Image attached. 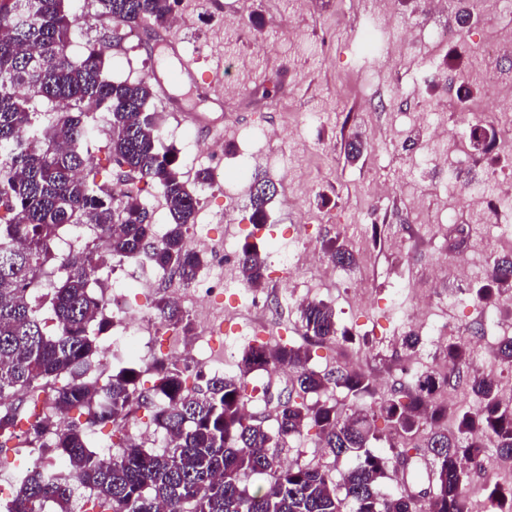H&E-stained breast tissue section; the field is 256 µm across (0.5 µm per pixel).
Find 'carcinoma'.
<instances>
[{"mask_svg": "<svg viewBox=\"0 0 512 512\" xmlns=\"http://www.w3.org/2000/svg\"><path fill=\"white\" fill-rule=\"evenodd\" d=\"M67 2L0 0V454L21 440L43 458L35 469L27 457L14 459L16 481L0 492V507L46 512L54 503L73 512V497L84 489L93 512H469L470 474L486 459V448L512 456V404L502 401L497 382L467 376L477 406L454 412L450 432L448 406L438 399L445 376L422 371L379 395L367 372L347 364L319 371L311 364L310 347L353 342L323 301L301 306L306 343L257 338L243 349L233 375L195 373L174 357L89 377L112 326L103 294L91 288L101 255L120 262L144 256L186 285L198 279L206 257L188 240L199 199L175 154L162 149L149 108L151 78H110L98 43L77 60L63 53L99 17L124 28L148 20L163 29L174 0H87L91 10L81 15L69 12ZM30 16L36 24L26 23ZM497 137L482 125L468 140L485 153ZM102 149L113 166L132 173L125 186L99 184L90 174V157ZM148 188L169 209L158 238ZM275 194L274 183L252 177V223H266ZM65 233L77 245L60 258L54 246ZM323 249L341 267L356 263L344 242L330 240ZM238 265L247 283L263 279L265 258L256 248H244ZM510 290L512 254L496 255L475 300L489 306ZM156 310L164 323L190 332L175 304L162 299ZM444 354L452 366L473 359L460 337L448 340ZM281 366L293 372L294 383L285 394L269 395L276 413L268 427L248 408L249 379ZM142 369L157 376L147 392L138 387ZM330 390L343 400L322 398ZM140 408L152 414L160 449L127 434L112 444L117 452L110 459L93 449L96 427L127 423ZM74 409L85 422L62 425ZM380 420L398 437L390 457L371 450L383 439ZM311 430L334 461L354 453L356 464L336 479L323 465L285 462L282 448ZM421 448L430 461L426 500L383 494L382 485ZM59 457L66 462L62 472ZM253 476L266 477L265 484L251 486ZM480 492L492 512H512V487L487 481Z\"/></svg>", "mask_w": 512, "mask_h": 512, "instance_id": "1", "label": "carcinoma"}]
</instances>
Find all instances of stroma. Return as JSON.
I'll list each match as a JSON object with an SVG mask.
<instances>
[{"label":"stroma","mask_w":512,"mask_h":512,"mask_svg":"<svg viewBox=\"0 0 512 512\" xmlns=\"http://www.w3.org/2000/svg\"><path fill=\"white\" fill-rule=\"evenodd\" d=\"M182 20L170 27L182 39L188 57L201 67L220 73L224 83V109L212 114L213 133L199 132L185 119L153 100L162 131L161 143L174 149L185 180L201 169L221 167V183L197 187L196 222L214 242L257 244L268 255L266 278L276 266L271 256L285 234L306 235L315 246L339 237L367 258L351 269H337L327 277L322 267L305 269L298 277L301 301L321 300L336 313L338 327L369 337L368 348L341 344L313 351V364L331 369L356 362L377 378L378 391L404 381V352L399 339L411 324L410 311L421 293L435 295L428 316L436 322L466 325L475 356L469 372L507 375L496 359L494 347L478 335L471 291L483 278L475 270L462 293L451 285L431 280L429 273L442 256L449 239L440 230L445 220L444 195L439 186L446 174L421 165L403 147L396 128L425 117L448 129L459 126L462 110L492 120L497 129L512 126V101L492 103L488 89L469 104L457 97V75L473 72L512 74V54L488 55L483 48L512 32V6H486L479 0L476 15L462 32L465 45L453 55L451 44L432 40L430 15L416 0H401L396 18L381 20L374 0H179ZM420 31L413 45L399 48L407 27ZM153 43L133 37L123 51L109 52L106 71L115 80L136 81L151 69ZM267 87L269 97L258 95ZM278 137H266L269 129ZM368 144L359 161L345 157L352 136ZM222 141L220 157L204 153L199 143ZM261 173L277 186L268 206L267 221L254 228L249 221V185ZM384 181L394 192L383 198L369 194L372 183ZM415 222L416 240L405 252L389 242L400 224ZM103 287H124L133 310L143 312L144 349H130L127 361L166 358L181 328L161 323L155 303L191 290L169 279L148 262L127 260L104 264L99 273ZM363 284L367 303H359L354 284ZM212 313L233 310L224 332L211 339L206 374L231 375L235 358H224L225 343L247 346L253 323L268 322L269 342H300L297 310L284 318L264 317L246 306L229 308L226 297L209 306Z\"/></svg>","instance_id":"35a3bbf8"}]
</instances>
